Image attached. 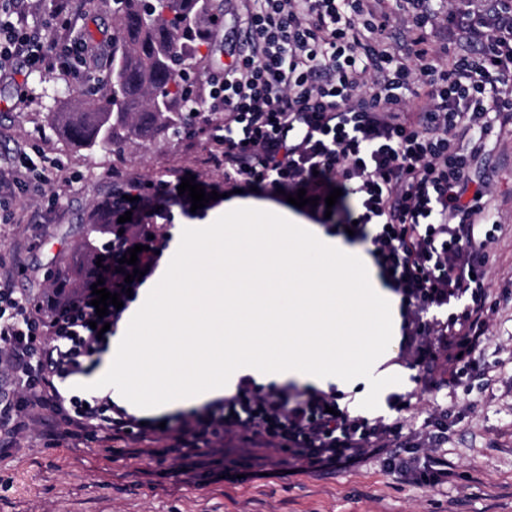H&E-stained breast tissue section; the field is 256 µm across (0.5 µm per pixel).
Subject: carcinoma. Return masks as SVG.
<instances>
[{
  "mask_svg": "<svg viewBox=\"0 0 512 512\" xmlns=\"http://www.w3.org/2000/svg\"><path fill=\"white\" fill-rule=\"evenodd\" d=\"M223 9L224 0H112L109 76L83 92L89 98L100 96L102 104L88 107L79 101L68 112L52 113V125L65 141L89 150L106 145L119 149L132 138L178 135L193 121L190 106L204 101L203 86H182V75L203 68V23L217 19ZM105 234H112V225H86L75 260L51 274L49 291L65 300L84 287L89 263L112 259V240L103 239Z\"/></svg>",
  "mask_w": 512,
  "mask_h": 512,
  "instance_id": "carcinoma-1",
  "label": "carcinoma"
}]
</instances>
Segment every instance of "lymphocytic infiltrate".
Returning <instances> with one entry per match:
<instances>
[{
  "mask_svg": "<svg viewBox=\"0 0 512 512\" xmlns=\"http://www.w3.org/2000/svg\"><path fill=\"white\" fill-rule=\"evenodd\" d=\"M69 2L53 0L48 20L32 23L25 0H0V67L21 54L29 72L51 57L70 71L81 43L52 55L43 35L68 24ZM243 2L246 45L207 77L208 109L223 117L208 161L223 169L225 193L318 198L303 214L328 236L363 244L400 297L399 364L417 381L459 386L489 338L485 288L501 226L490 186L471 170L494 123L512 120V0L483 10L474 0ZM142 189L125 179L100 204L114 218L113 260L89 277L113 293L140 290L126 274L160 265L169 239L142 236L146 220H170L175 200L192 206L177 182L150 196ZM134 247L137 265L120 266ZM92 298L90 286L76 289L69 310L51 316V295L32 304L0 275V434L39 416L50 434L90 435L117 453L162 439L169 454L204 448L220 465L225 449L253 445L290 451L301 468L346 467L398 445L402 393L386 398L394 417L369 418L336 387L244 375L233 391L164 421L107 395L65 396L61 384L88 374L102 344Z\"/></svg>",
  "mask_w": 512,
  "mask_h": 512,
  "instance_id": "obj_1",
  "label": "lymphocytic infiltrate"
}]
</instances>
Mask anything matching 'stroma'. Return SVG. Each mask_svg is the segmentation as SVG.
Here are the masks:
<instances>
[{"mask_svg":"<svg viewBox=\"0 0 512 512\" xmlns=\"http://www.w3.org/2000/svg\"><path fill=\"white\" fill-rule=\"evenodd\" d=\"M74 38L93 34L96 72L112 57V7L88 11L74 0ZM83 83L59 71L30 78L0 77V175L13 177L20 155L31 171L26 189L0 208V251L15 286L46 289L47 272L71 258L86 224L102 223L99 202L116 174L154 183L184 173L223 183L206 165L211 130L196 123L172 141H128L121 150L90 152L64 141L49 116L68 111ZM494 151L475 163L488 180L509 230L489 262L490 339L475 354V368L455 391L414 383L397 366L395 389L412 392L401 447L345 469H312L261 478L272 450H239L231 477L204 478V455L185 459L157 453H109L92 439L61 442L39 425L12 436L0 456V512H512V124L502 127ZM493 383H485V375ZM448 416V437L429 439L427 421ZM447 461L439 482L424 480L430 461Z\"/></svg>","mask_w":512,"mask_h":512,"instance_id":"obj_1","label":"stroma"}]
</instances>
